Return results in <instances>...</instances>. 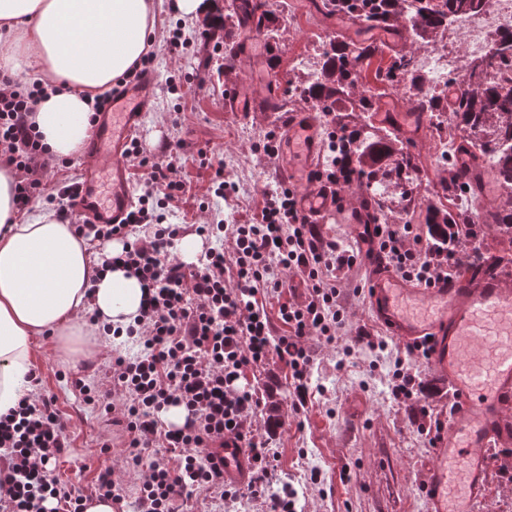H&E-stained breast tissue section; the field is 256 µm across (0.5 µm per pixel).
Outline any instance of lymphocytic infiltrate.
Returning a JSON list of instances; mask_svg holds the SVG:
<instances>
[{
    "label": "lymphocytic infiltrate",
    "instance_id": "1",
    "mask_svg": "<svg viewBox=\"0 0 512 512\" xmlns=\"http://www.w3.org/2000/svg\"><path fill=\"white\" fill-rule=\"evenodd\" d=\"M34 90L0 71V162L18 178V207L43 196L31 178L53 157L29 120ZM183 143H164L160 152L131 141L127 156L144 172L147 189L124 223L95 225V240L120 239L124 247L109 257L137 273L145 288L141 317L128 333L142 344L140 354H117L106 369L112 387L76 380L86 403L103 408L127 436V468L141 470L135 512H186L199 491L235 501L248 494L263 512H296L294 494H273L269 479L276 457L258 439L262 401L238 382L277 356L287 369L297 406L307 402L312 357L309 337L326 344L340 340L346 308L340 273L355 263L335 238L298 210L294 192L264 194L256 222L200 224L196 231L210 246L192 264L180 260V227L165 211L184 202L187 189L177 177ZM146 237H139V230ZM368 235L386 266L407 280L430 285L448 274L450 263L431 261L423 238L409 224H376ZM302 279L304 300L281 301L283 273ZM279 297L276 312L267 298ZM285 329L273 338L275 325ZM429 341L406 345L394 360L391 391L413 398L420 384L407 365L410 356L429 357ZM183 406V426L165 428L158 415ZM249 451L252 477L246 488L224 480V446ZM70 443L55 395L36 389L13 413L0 416V512H84L54 472Z\"/></svg>",
    "mask_w": 512,
    "mask_h": 512
}]
</instances>
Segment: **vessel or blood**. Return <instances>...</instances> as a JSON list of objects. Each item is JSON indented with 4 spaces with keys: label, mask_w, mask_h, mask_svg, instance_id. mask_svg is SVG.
Listing matches in <instances>:
<instances>
[{
    "label": "vessel or blood",
    "mask_w": 512,
    "mask_h": 512,
    "mask_svg": "<svg viewBox=\"0 0 512 512\" xmlns=\"http://www.w3.org/2000/svg\"><path fill=\"white\" fill-rule=\"evenodd\" d=\"M156 78L145 73L112 97L88 144L91 160L80 180L75 211L92 224L122 223L131 208L130 167L126 154L132 135L152 103ZM277 93L274 83L252 94L230 89L233 112L267 111ZM282 164L298 183L299 208L314 223L330 215L348 224H366L361 200L343 201L328 184L309 181L322 151V127L314 113L295 112L288 126ZM456 161L485 210L499 199L492 179L464 152ZM366 306L372 319L401 342L430 340L429 364L457 397V404L432 448L424 478L426 512H474L483 499L491 464L490 450L512 443V273L486 260L481 268L442 277L432 285L404 279L365 251ZM246 449L224 450V478L245 481Z\"/></svg>",
    "instance_id": "vessel-or-blood-1"
}]
</instances>
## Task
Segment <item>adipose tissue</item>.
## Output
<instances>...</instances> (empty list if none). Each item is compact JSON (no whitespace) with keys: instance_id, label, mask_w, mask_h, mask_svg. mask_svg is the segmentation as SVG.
I'll return each instance as SVG.
<instances>
[{"instance_id":"ef3b65f1","label":"adipose tissue","mask_w":512,"mask_h":512,"mask_svg":"<svg viewBox=\"0 0 512 512\" xmlns=\"http://www.w3.org/2000/svg\"><path fill=\"white\" fill-rule=\"evenodd\" d=\"M164 5L194 23L215 9L214 0H0V69L35 75L32 119L52 155H81L96 96L156 42ZM15 184L12 168L0 165V416L30 388L36 336L54 335L61 359L80 363L101 328L125 334L143 299L135 275L101 268L121 241L92 248L39 202L20 213Z\"/></svg>"}]
</instances>
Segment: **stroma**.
Instances as JSON below:
<instances>
[{
	"mask_svg": "<svg viewBox=\"0 0 512 512\" xmlns=\"http://www.w3.org/2000/svg\"><path fill=\"white\" fill-rule=\"evenodd\" d=\"M268 9L286 23L277 48L266 36H258L260 62L255 68L238 65L241 81H278L280 96L298 88L303 65L320 45L342 33L354 39L369 38V31L340 18L324 19L310 8V0H267ZM162 36L153 47L156 85L153 102L145 112L138 138L151 151L165 142H184L180 178L199 202L193 210L173 208L168 220L182 231L200 224H219L227 216L237 221L252 217L263 194L287 185L279 161L263 152L266 133L284 136L286 125L276 112L242 114L225 109L227 85L216 75L224 63V52L214 49L201 35V26L191 24L171 11L159 13ZM182 33V47L171 49L167 36ZM211 56L212 73L199 83L198 63ZM234 186L232 195L219 198L209 192L216 169ZM362 264L345 271L341 280L346 306L345 345L325 346L308 338L313 364L308 379V401L299 411L289 412L279 433L265 444L278 457L272 484H292L302 512H425L423 478L431 460L432 435L412 418L410 401L395 399L391 392L393 362L404 344L375 324L357 289L365 283ZM385 340L387 348L374 352L355 345L357 327ZM113 345L98 339L91 364L72 367L61 363L55 339H36L34 371L45 390L57 398V406L68 418V452L57 463L58 477L76 492L89 493L100 463L123 468L121 430L98 411L84 406L73 393L70 379L85 378L92 366L107 362ZM112 443L102 453V443ZM320 480L311 483V471Z\"/></svg>",
	"mask_w": 512,
	"mask_h": 512,
	"instance_id": "obj_1",
	"label": "stroma"
}]
</instances>
